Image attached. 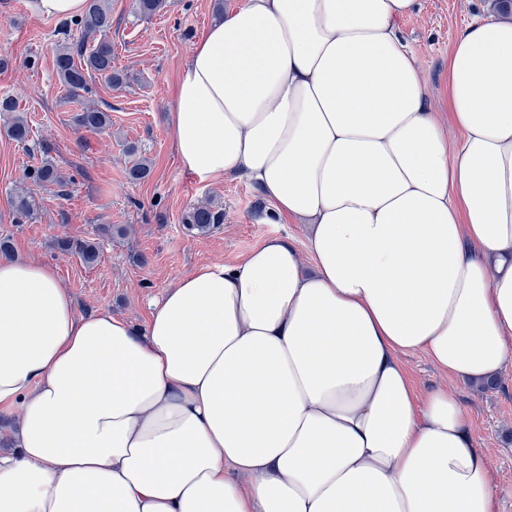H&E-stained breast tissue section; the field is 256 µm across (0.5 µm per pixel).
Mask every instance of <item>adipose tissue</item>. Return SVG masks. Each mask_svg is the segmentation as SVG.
<instances>
[{"label":"adipose tissue","instance_id":"adipose-tissue-1","mask_svg":"<svg viewBox=\"0 0 512 512\" xmlns=\"http://www.w3.org/2000/svg\"><path fill=\"white\" fill-rule=\"evenodd\" d=\"M416 8L245 0L193 47L181 168L246 177L306 251L198 266L140 326L0 261V512H495L465 406L402 356L474 383L512 362V13L458 32L441 114Z\"/></svg>","mask_w":512,"mask_h":512}]
</instances>
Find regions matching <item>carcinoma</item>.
Returning a JSON list of instances; mask_svg holds the SVG:
<instances>
[{
	"label": "carcinoma",
	"mask_w": 512,
	"mask_h": 512,
	"mask_svg": "<svg viewBox=\"0 0 512 512\" xmlns=\"http://www.w3.org/2000/svg\"><path fill=\"white\" fill-rule=\"evenodd\" d=\"M164 6L165 0H134V12L140 17H150ZM74 25L80 29L82 40L75 48L67 44L59 45L55 54L56 72L69 97L78 100L82 94L89 92V78L94 75L104 77L114 86L127 84L128 74L112 66V42L108 39L112 29V14L108 0H87L84 14L74 20L60 22L59 30L65 31ZM0 114L8 116L9 136L18 143L26 142L30 134L29 124L23 115L17 113L16 103L10 98L1 99ZM75 121L80 127L89 130L105 129L112 124L109 113L95 105L81 107ZM150 173L148 160L142 158L129 168L128 177L138 182L148 178ZM27 178L36 184L64 183L57 167L47 160L28 172ZM13 209L19 224L33 218L34 203L31 196L26 193L17 196ZM222 220V213L208 205L195 206L185 216V223L200 228L220 224ZM57 248L62 252L79 255L87 264H93L98 259L96 244L87 240L59 238Z\"/></svg>",
	"instance_id": "cac0c4a2"
}]
</instances>
